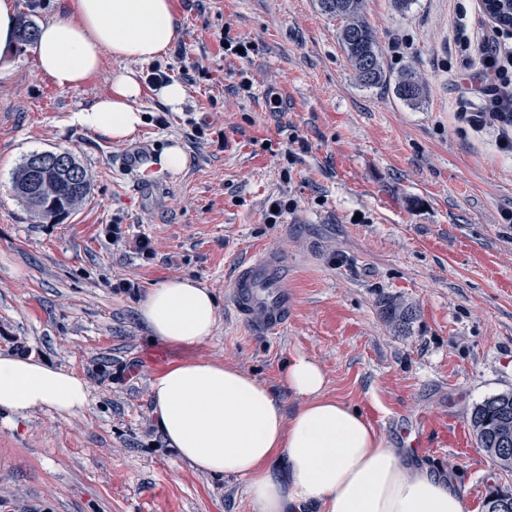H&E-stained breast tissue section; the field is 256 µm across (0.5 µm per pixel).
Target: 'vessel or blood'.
<instances>
[{
  "label": "vessel or blood",
  "instance_id": "obj_1",
  "mask_svg": "<svg viewBox=\"0 0 512 512\" xmlns=\"http://www.w3.org/2000/svg\"><path fill=\"white\" fill-rule=\"evenodd\" d=\"M285 263L262 252L243 261L235 270L226 293L236 314L249 325L276 333L287 326L294 298L288 289Z\"/></svg>",
  "mask_w": 512,
  "mask_h": 512
}]
</instances>
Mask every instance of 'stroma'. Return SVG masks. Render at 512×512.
<instances>
[{
    "instance_id": "obj_1",
    "label": "stroma",
    "mask_w": 512,
    "mask_h": 512,
    "mask_svg": "<svg viewBox=\"0 0 512 512\" xmlns=\"http://www.w3.org/2000/svg\"><path fill=\"white\" fill-rule=\"evenodd\" d=\"M179 28L168 53L131 62L190 76L179 111L146 84V121L118 142L71 123L110 91L120 61L104 57L80 88L58 89L20 44L0 79V353L24 339L36 357L88 380L92 403L59 418L42 410L10 425L0 415V512H254L243 480L195 471L160 433L153 376L202 358L252 375L292 414L287 362L313 358L329 396L357 407L393 448L417 443L421 461L457 473L466 512H485L492 487L512 488L477 445L476 404L512 392V152L481 101L466 96L476 68L461 44L490 22L480 0H365L387 81L355 79L341 26L317 0H172ZM251 42L240 59L224 38ZM425 82L419 103L399 99L405 70ZM250 91H243L242 83ZM167 114V125L156 124ZM205 129L193 133L194 125ZM188 163L177 175L123 161L171 141ZM66 151L91 177L89 195L55 222L33 217L12 190L32 153ZM291 207L271 224L269 199ZM128 240L105 237L112 223ZM148 236L143 261L130 242ZM261 251L288 266L294 313L277 335L235 314L226 283ZM191 276L219 305L213 335L192 349L151 339L137 297ZM413 306L398 332L382 299ZM135 365L132 377L95 382L99 364Z\"/></svg>"
}]
</instances>
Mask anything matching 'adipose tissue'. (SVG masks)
Wrapping results in <instances>:
<instances>
[{"label":"adipose tissue","mask_w":512,"mask_h":512,"mask_svg":"<svg viewBox=\"0 0 512 512\" xmlns=\"http://www.w3.org/2000/svg\"><path fill=\"white\" fill-rule=\"evenodd\" d=\"M178 37L172 0H68L43 22L33 43L36 66L63 90L82 86L104 56L147 63ZM142 87L130 69L113 71L111 91L73 120L116 141L144 123ZM152 337L195 347L219 317L214 294L191 277L161 282L138 306ZM299 400L292 415L247 373L205 359L175 361L154 375L157 425L178 456L198 472L245 480L255 512H465L454 475L408 463L355 407L325 393V375L308 356L284 371ZM91 403L80 376L29 356L0 354V413L38 410L76 416Z\"/></svg>","instance_id":"ef3b65f1"}]
</instances>
